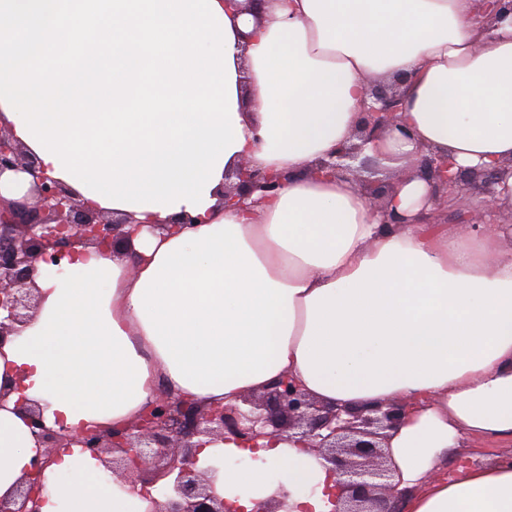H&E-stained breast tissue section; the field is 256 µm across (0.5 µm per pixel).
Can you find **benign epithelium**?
I'll use <instances>...</instances> for the list:
<instances>
[{
    "instance_id": "1",
    "label": "benign epithelium",
    "mask_w": 512,
    "mask_h": 512,
    "mask_svg": "<svg viewBox=\"0 0 512 512\" xmlns=\"http://www.w3.org/2000/svg\"><path fill=\"white\" fill-rule=\"evenodd\" d=\"M225 2L256 17L265 0ZM398 85L397 81L372 84L369 98L374 105L362 113L361 143L319 164L329 174L356 180L369 201L381 209L395 195L396 182L381 185L372 179L383 166L378 158L364 154L363 147L378 131L406 134L397 117L402 106ZM417 165L431 186L430 201L436 208L450 197L465 199L473 189L493 195L492 177L479 167L463 168L450 176L448 160L432 153L421 155ZM6 172L27 174L30 187L20 199L0 195V340L18 332L38 308L32 283L36 263L58 266L77 244L107 245L114 253L129 245L125 217H111L88 206L71 188L49 176L36 155L0 125V175ZM279 186L280 177L240 164L224 173V200L239 203L255 192L266 197ZM193 223L195 218L186 214L149 228L171 234ZM26 414L48 461L60 448L79 447L132 484L153 485L169 479L166 501L158 512H234L215 490V470L197 466L198 449L206 441L232 438L248 446L270 437L295 438L325 460L343 490L341 507L332 512H400L386 459L389 432L405 414L400 405L348 409L323 404L292 379L283 378L233 405L200 407L182 397L160 395L129 424L73 435L48 429L38 409ZM42 468L43 461L35 460V477L19 482L13 499H0V512H40Z\"/></svg>"
}]
</instances>
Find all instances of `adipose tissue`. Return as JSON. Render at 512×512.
Instances as JSON below:
<instances>
[{
  "label": "adipose tissue",
  "mask_w": 512,
  "mask_h": 512,
  "mask_svg": "<svg viewBox=\"0 0 512 512\" xmlns=\"http://www.w3.org/2000/svg\"><path fill=\"white\" fill-rule=\"evenodd\" d=\"M404 73V133L365 146L406 176L390 208L420 213L423 151L495 178L479 227L396 224L351 179L315 172L355 136L370 82ZM0 122L48 174L134 220L123 256L38 264L33 319L0 347V499L51 429L134 421L168 393L235 404L282 377L358 408L404 403L388 441L402 512H512V15L482 0H0ZM285 175L225 205L237 164ZM468 438L501 453L441 472ZM211 445L218 492L243 512L286 487L329 512L333 478L300 443ZM41 512H151L89 455L44 474Z\"/></svg>",
  "instance_id": "ef3b65f1"
}]
</instances>
